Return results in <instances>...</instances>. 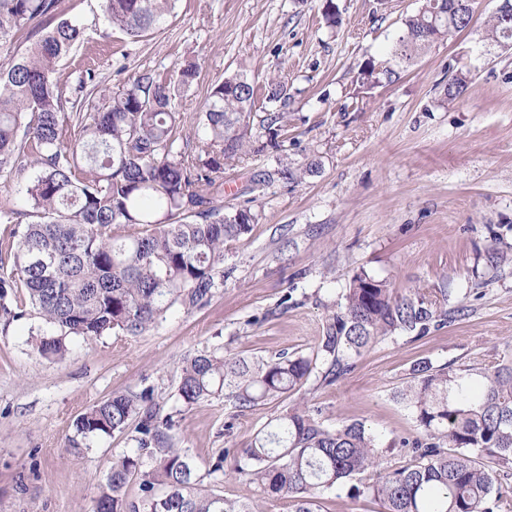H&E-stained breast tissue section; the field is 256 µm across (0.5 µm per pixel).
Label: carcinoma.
Wrapping results in <instances>:
<instances>
[{
	"instance_id": "obj_1",
	"label": "carcinoma",
	"mask_w": 512,
	"mask_h": 512,
	"mask_svg": "<svg viewBox=\"0 0 512 512\" xmlns=\"http://www.w3.org/2000/svg\"><path fill=\"white\" fill-rule=\"evenodd\" d=\"M178 0H103L112 28L131 40L161 30ZM58 0H0V40L30 43L26 55L0 67V177L24 164L33 174L21 188L27 222L0 241V321L34 313L41 319L38 353L62 358L72 336H136L178 305L190 309L224 283V247L251 232L257 215L229 211L224 166L264 149L253 134L257 87L230 73L215 84L196 114L202 135L192 153L180 145V93L198 77L195 64L178 79L154 69L130 75L114 92L88 68L73 93L57 76L58 62L84 40L85 28L56 20ZM473 9L462 0H424L405 17L390 58L365 60L364 88L392 83L436 42L467 29ZM484 40L512 44V23L501 9L487 21ZM265 99L285 95L278 74ZM469 89L455 76L445 96ZM270 143L284 131L283 115L261 119ZM319 162L283 166L257 181L295 188ZM451 292L413 289L399 294L364 271L346 288L340 311L326 318L308 356L246 360L202 352L182 367L177 394L190 407L214 395L244 411L291 397L288 408L233 452L224 451L209 474L241 479L264 498H287L293 512H319L321 495L350 484L384 512H502L500 473L512 472V352L460 373L424 359L398 398L411 410L418 434L388 444L362 422L326 426L303 391L316 366L330 385L350 372L369 347L399 334L425 337L448 322ZM138 420L137 447L112 456L93 512H260L253 498H228L205 489L187 449L175 445L171 419L160 418L155 390L115 393L75 421L78 448L91 438L125 431ZM405 449L403 465L386 453ZM233 460L226 467L224 460ZM139 480L138 501L126 488Z\"/></svg>"
}]
</instances>
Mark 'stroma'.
I'll return each instance as SVG.
<instances>
[{
	"mask_svg": "<svg viewBox=\"0 0 512 512\" xmlns=\"http://www.w3.org/2000/svg\"><path fill=\"white\" fill-rule=\"evenodd\" d=\"M335 2L342 26L334 31L323 0H178L160 31L133 43L105 21L100 0H59L58 19L87 29L58 64L66 89L89 67L118 90L135 71L174 78L196 63L180 104L194 138L199 108L226 73L261 85L280 71L285 97L258 99L255 110L283 113L288 132L224 172L232 186L224 205L250 207L258 221L228 245L224 283L206 304L174 307L137 336L72 338L60 360L37 352L35 316L0 328V512H92L113 454L136 447L137 432L74 449V422L112 393L146 387L204 485L252 496L245 484L215 482L209 468L288 400L239 412L217 397L187 408L177 399L181 368L203 351L311 354L362 270L401 293L452 289L451 315L422 339L379 342L333 384L312 374L305 388L324 424L363 421L387 442L414 436V416L394 394L415 363L466 369L512 345V47L482 39L496 0H476L467 30L370 89L356 81L359 66L387 57L421 0ZM458 74L470 80L467 93L444 98ZM313 159L320 168L299 187H253L279 165Z\"/></svg>",
	"mask_w": 512,
	"mask_h": 512,
	"instance_id": "35a3bbf8",
	"label": "stroma"
}]
</instances>
